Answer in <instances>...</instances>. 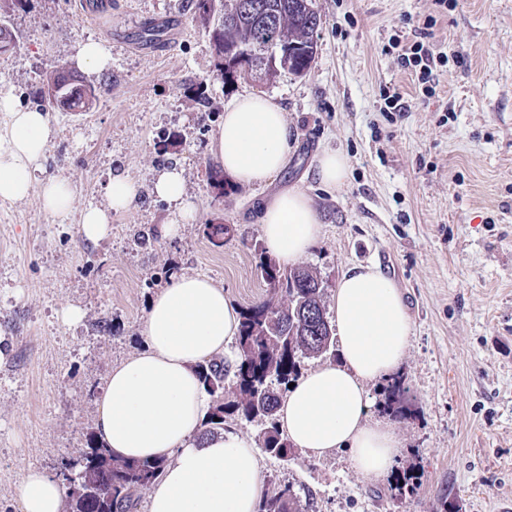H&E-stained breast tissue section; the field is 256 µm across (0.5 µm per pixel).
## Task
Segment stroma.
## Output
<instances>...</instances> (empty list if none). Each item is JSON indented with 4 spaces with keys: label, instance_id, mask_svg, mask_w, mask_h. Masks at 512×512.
<instances>
[{
    "label": "stroma",
    "instance_id": "stroma-1",
    "mask_svg": "<svg viewBox=\"0 0 512 512\" xmlns=\"http://www.w3.org/2000/svg\"><path fill=\"white\" fill-rule=\"evenodd\" d=\"M321 16L306 76L261 82L218 76L205 28L186 0H112L101 21L77 0H29L9 22L17 38L0 52V91L37 106L35 92L81 45L110 54L90 82H111L82 115L51 112L54 131L36 181L68 180L65 218L45 213L37 192L0 199V512H21L26 469L58 476L78 465L93 431L109 370L144 348L156 275H203L239 307L262 301L257 209L300 186L322 222L304 258L333 295L341 276L378 266L399 287L412 324L399 370L401 417L387 411V380L369 384V423L389 424L400 444L393 470L366 480L338 451L260 455L265 487L301 488L304 512H502L512 505V0H315ZM164 21L166 40L142 47ZM432 21L430 41L449 60L436 94L390 48ZM411 108L390 112L384 91ZM211 116L201 119L197 91ZM262 92L283 108L295 139L288 165L265 186L216 193L209 152L225 104ZM326 148L350 163L346 185L315 177ZM179 166L195 206L177 222L153 193V179ZM130 177L138 199L113 213L111 231L91 242L80 228L88 204L105 205L114 175ZM180 223L177 237L162 233ZM229 226L208 239L205 225ZM409 474L410 494L392 490Z\"/></svg>",
    "mask_w": 512,
    "mask_h": 512
}]
</instances>
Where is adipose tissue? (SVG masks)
<instances>
[{"label":"adipose tissue","mask_w":512,"mask_h":512,"mask_svg":"<svg viewBox=\"0 0 512 512\" xmlns=\"http://www.w3.org/2000/svg\"><path fill=\"white\" fill-rule=\"evenodd\" d=\"M10 116V134L0 146V198L28 195L33 171L53 130L44 114L0 98ZM292 135L272 98L247 92L224 109L210 144L220 171L238 184H262L288 163ZM158 197L180 217L191 218L182 173L159 171ZM108 208L84 209L81 231L96 241L108 234L110 214L130 208L135 184L115 176L107 188ZM258 221L268 249L291 266L307 256L321 235L311 199L298 187L262 205ZM338 359L296 381L279 408L281 428L304 453L321 457L340 450L366 478L386 474L399 442L385 423L366 421L368 383L387 376L403 359L412 325L395 282L373 266L345 272L333 295ZM240 309L223 289L202 276L171 280L150 302L146 348L110 371L102 388L96 435L115 456L162 458L164 472L149 498V512H256L263 496L255 448L240 435L199 438L210 401L194 367L222 352L237 336ZM21 512H64L58 480L37 469L20 477Z\"/></svg>","instance_id":"adipose-tissue-1"}]
</instances>
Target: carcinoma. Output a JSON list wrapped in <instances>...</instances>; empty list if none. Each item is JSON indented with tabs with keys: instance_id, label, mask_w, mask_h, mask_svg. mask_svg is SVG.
I'll list each match as a JSON object with an SVG mask.
<instances>
[{
	"instance_id": "cac0c4a2",
	"label": "carcinoma",
	"mask_w": 512,
	"mask_h": 512,
	"mask_svg": "<svg viewBox=\"0 0 512 512\" xmlns=\"http://www.w3.org/2000/svg\"><path fill=\"white\" fill-rule=\"evenodd\" d=\"M244 0H210V12L202 11V0H190L193 13L216 37L209 47L216 59L218 75H224V54L247 47L255 68H277L295 76L311 69L317 48L321 16L314 0H254L262 10L243 9ZM289 47L287 57L279 55ZM60 77L67 87V111L89 110L101 91L111 92L112 83L99 88L84 76L58 65L46 80ZM268 288L260 303L243 309L234 359L216 356L196 365L198 379L210 399L201 423L202 434L224 429L229 417L260 419L259 443L264 451L285 460L292 448L280 428L277 408L280 394L273 384L288 385L301 376L304 360L336 357V334L323 301L318 274L309 268L283 271L260 255L257 265ZM233 383V397L225 398L226 385ZM100 463L86 472L83 484L67 491V512H133L137 493L154 484L162 474L163 460L126 461L112 456L94 434L87 437L86 461ZM257 512H302L298 494L291 485L278 487L264 496Z\"/></svg>"
}]
</instances>
